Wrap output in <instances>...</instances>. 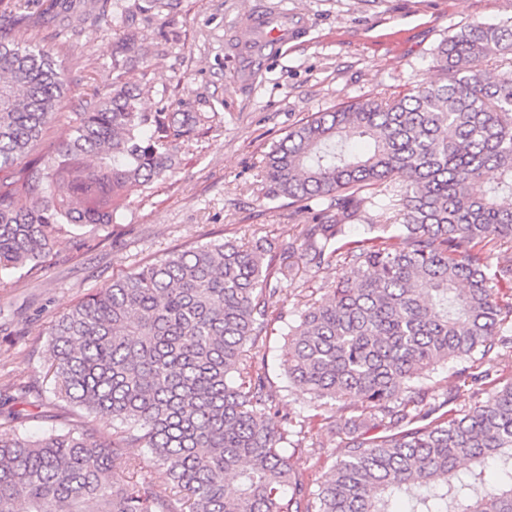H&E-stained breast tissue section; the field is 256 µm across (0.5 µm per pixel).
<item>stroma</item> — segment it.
Here are the masks:
<instances>
[{
    "label": "stroma",
    "mask_w": 512,
    "mask_h": 512,
    "mask_svg": "<svg viewBox=\"0 0 512 512\" xmlns=\"http://www.w3.org/2000/svg\"><path fill=\"white\" fill-rule=\"evenodd\" d=\"M270 9L307 18L309 31L298 45L281 51L245 84L237 78L234 49L243 40L246 14ZM512 19V0H176L163 27L175 40L159 45L158 23L111 29L87 28L77 36L59 34L38 8L0 15V31L36 26L48 49L65 62L73 98L67 111L102 86L117 33L134 30L155 51L127 80L141 91L142 106L155 110L173 97L176 112H220L224 122L202 141L183 146L176 173L151 195L132 193L118 223L87 225L62 236L44 265L21 270L0 285V389L30 395L50 391L53 379L49 327L63 312L132 268L185 245L222 238L243 243L255 234L276 237L311 221L309 211L273 209L257 201V175L270 145L312 114L360 97L390 98L427 85L438 72L433 49L472 21L503 24ZM282 282L288 310L302 307L300 286L319 288L348 275L337 265L320 271L296 257ZM287 322H275L263 337L268 376L280 399L282 424L288 412L314 414L309 396L290 385L282 367ZM361 413L354 403L336 404L329 415L336 433L319 432L291 458L294 470L313 482L324 480L342 445L341 428ZM117 473L136 472L160 497L171 498L165 469L143 453L121 455Z\"/></svg>",
    "instance_id": "35a3bbf8"
}]
</instances>
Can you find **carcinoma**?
<instances>
[{
  "mask_svg": "<svg viewBox=\"0 0 512 512\" xmlns=\"http://www.w3.org/2000/svg\"><path fill=\"white\" fill-rule=\"evenodd\" d=\"M58 27L172 0H42ZM134 34L112 50L110 79L54 140L63 61L31 28L0 33V281L35 267L64 227L114 224L130 194L173 177L179 149L222 122L216 112L143 110ZM440 77L388 99L317 112L266 154L258 200L314 210L279 243L223 240L132 269L57 317L48 336L53 393L79 417L108 415L112 441L73 423L31 438L25 394L0 393V512H174L113 471L149 453L188 512H512V263L484 246L512 242V23L473 21L433 52ZM494 180L484 182L486 174ZM24 197L29 206H16ZM393 209L398 234L379 223ZM360 220L365 236L350 240ZM298 254L351 276L298 312L284 373L317 407L361 403L326 480L291 464L321 415L270 423L279 399L258 337ZM462 363L424 422L425 373ZM466 392L473 404L456 407ZM493 460L501 480L487 483ZM234 480H229L228 476Z\"/></svg>",
  "mask_w": 512,
  "mask_h": 512,
  "instance_id": "cac0c4a2",
  "label": "carcinoma"
}]
</instances>
